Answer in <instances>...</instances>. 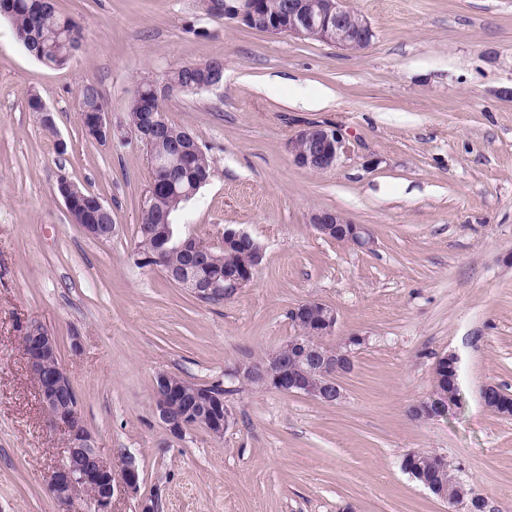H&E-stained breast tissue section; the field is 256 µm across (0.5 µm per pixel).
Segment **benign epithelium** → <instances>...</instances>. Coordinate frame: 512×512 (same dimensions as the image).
<instances>
[{
	"instance_id": "obj_1",
	"label": "benign epithelium",
	"mask_w": 512,
	"mask_h": 512,
	"mask_svg": "<svg viewBox=\"0 0 512 512\" xmlns=\"http://www.w3.org/2000/svg\"><path fill=\"white\" fill-rule=\"evenodd\" d=\"M234 19L245 26L261 25L271 34H288L334 44L346 51L359 52L372 42L374 32L369 22L345 6V0H288V14L268 18L261 14L259 0H242ZM177 87L167 83L154 90V112L144 121L126 127L128 137L145 144L158 138L164 123L162 103ZM98 141L112 140L113 128L108 113L101 112L96 122ZM343 137L336 129L322 125H308L288 141V152L294 165L324 172L336 166L343 152ZM310 223L324 237L336 234V241L366 247L371 244L368 230L347 220L342 214L321 210L312 213ZM83 230L96 240L112 239L110 224H84ZM252 235L238 229L224 232L220 243L204 240L186 233L175 240L179 249L188 251L189 263L169 276L193 293L210 298H229L235 295L233 287L219 279L199 281L189 270L210 262L213 250L219 244L227 247ZM294 316L302 320L312 314L319 318V327L299 331L288 338L283 347L289 360L274 354V362L255 367L244 365L230 373V378L249 376L270 388L288 394H298L327 404L343 398L342 376L353 369V351L350 344L365 343V338H349L336 348L328 347L323 339L332 335L337 323L336 310L322 302L298 304ZM23 346L30 370L37 383L41 406L53 425L64 429L66 455L63 462L49 474L48 488L60 503H66L79 491L85 492L93 505V512H112V499L117 489L135 494L141 483V470L132 456L125 458L120 473L99 452L95 436L85 426L74 399V388L60 362L55 336L38 324H32L23 336ZM155 412L166 430L177 437L190 427H204L215 437H223L233 422L230 408L224 407V398L207 387L191 394L167 373L154 379ZM450 505L466 512H478L482 501L466 491L450 501Z\"/></svg>"
}]
</instances>
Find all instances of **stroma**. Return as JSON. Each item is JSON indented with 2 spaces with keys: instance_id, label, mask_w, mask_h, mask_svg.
<instances>
[{
  "instance_id": "stroma-1",
  "label": "stroma",
  "mask_w": 512,
  "mask_h": 512,
  "mask_svg": "<svg viewBox=\"0 0 512 512\" xmlns=\"http://www.w3.org/2000/svg\"><path fill=\"white\" fill-rule=\"evenodd\" d=\"M347 5L374 31L358 53L213 18L199 0H56L84 34L60 70L0 20V512H92L85 493L63 505L47 487L65 435L28 368L34 323L55 336L103 457L139 463L140 495L116 492L112 512H139L143 495L158 512H449L402 470L413 449L460 467L484 512H512V418L480 400L490 381L512 394V0ZM215 58L220 85L163 102L214 169L175 221L207 240L245 229L264 257L245 288L210 303L137 264L146 152L86 138L77 97L94 82L117 128L144 81ZM32 94L56 133L29 112ZM311 123L343 136L331 170L288 154ZM62 177L111 209L110 241L72 223ZM321 209L367 225L372 249L321 237ZM306 300L338 313L328 346L367 339L343 400L231 379L294 335L289 312ZM451 352L463 407L410 420ZM159 371L222 383L234 425L172 436L155 417Z\"/></svg>"
}]
</instances>
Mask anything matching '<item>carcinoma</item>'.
<instances>
[{
	"label": "carcinoma",
	"instance_id": "1",
	"mask_svg": "<svg viewBox=\"0 0 512 512\" xmlns=\"http://www.w3.org/2000/svg\"><path fill=\"white\" fill-rule=\"evenodd\" d=\"M5 20L11 25L15 39L42 65L51 69L65 67L73 53L79 49L82 40V27L71 16L61 14L53 0H5ZM222 67L224 62L212 59L202 64L184 63L170 71L169 79L185 85H195L204 79L203 67ZM153 84L140 85L139 95L134 97L127 108L126 119L148 111L147 100L152 94ZM81 126L86 137H92L94 113L105 111L97 86L87 82L82 86L78 99ZM190 132L164 122L162 128L163 145L180 142ZM153 173L155 191L153 198L142 203V221L138 230V248L150 251L156 260L153 265L160 270L183 264L182 253L173 249V244L165 242V226L172 223L174 214L182 210L206 181L213 176V168L202 147H197L186 163L161 155ZM85 198L77 206L78 216L83 224H110L112 213H103L94 203L95 195L84 192ZM259 265L252 247L246 243H234L227 248L214 251L212 262L197 269L196 275L202 279L220 276L236 278L246 267ZM463 396L458 381V373L453 370L440 372L435 381L433 395L420 401L425 406L420 419H431L458 409ZM403 461L412 465L415 480L423 483L429 480L438 484V490L446 497L456 494V483L451 480L456 469L443 456L425 450H412L404 454Z\"/></svg>",
	"mask_w": 512,
	"mask_h": 512
}]
</instances>
